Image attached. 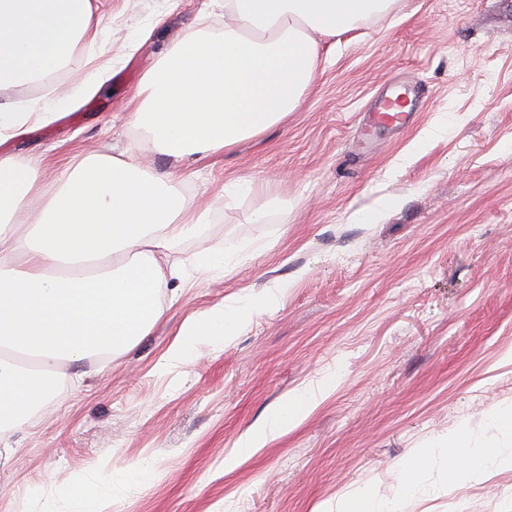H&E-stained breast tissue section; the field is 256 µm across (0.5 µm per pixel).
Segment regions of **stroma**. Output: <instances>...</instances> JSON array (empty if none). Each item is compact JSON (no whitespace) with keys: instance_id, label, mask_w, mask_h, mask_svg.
<instances>
[{"instance_id":"stroma-1","label":"stroma","mask_w":512,"mask_h":512,"mask_svg":"<svg viewBox=\"0 0 512 512\" xmlns=\"http://www.w3.org/2000/svg\"><path fill=\"white\" fill-rule=\"evenodd\" d=\"M104 33L77 47L63 80L8 92L25 103L112 63L96 93L0 145L42 172L120 156L140 132L131 99L161 53L224 25L205 0H91ZM301 106L261 136L186 174L207 237L178 261L230 244L253 258L178 291L130 351L66 368L61 396L12 436L0 459V512H90L78 484L106 485L112 512H325L355 492L396 499L401 465L466 428L471 450L512 458V0H393L387 14L319 41ZM424 85L403 132L360 124L390 82ZM442 133L424 137L433 124ZM258 193H224L241 176ZM269 208L267 223L253 219ZM381 208L374 224L359 213ZM280 305L199 357L168 358L181 324L278 282ZM332 380L287 434L234 457L239 440L298 390ZM433 454L405 512H512V466L476 467L455 486Z\"/></svg>"}]
</instances>
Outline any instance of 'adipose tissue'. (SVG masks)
Masks as SVG:
<instances>
[{
	"label": "adipose tissue",
	"mask_w": 512,
	"mask_h": 512,
	"mask_svg": "<svg viewBox=\"0 0 512 512\" xmlns=\"http://www.w3.org/2000/svg\"><path fill=\"white\" fill-rule=\"evenodd\" d=\"M392 0H224V29L173 44L148 73L132 114L142 134L133 152L198 160L255 138L295 111L318 68L316 35L354 28L387 11ZM90 0H0V92L61 69L81 41L96 42ZM109 64L91 65L79 91L58 89L36 108L0 100V144L55 120V108L101 86ZM41 196L35 170L0 156V353L36 356L22 369L0 356V444L57 398L63 366L112 358L146 336L164 312L167 276L211 278L241 260L239 248L201 252L191 272L168 266L184 241L206 235L205 214L183 191L180 173L159 174L109 156L62 172ZM37 204L39 217L20 215ZM278 285L187 319L168 350L172 359L202 343L229 341L254 317L275 309ZM325 387L303 389L276 406L238 443L251 455L288 432L316 407ZM468 432L450 434L440 451L448 481L499 461L494 442L469 454Z\"/></svg>",
	"instance_id": "obj_1"
}]
</instances>
